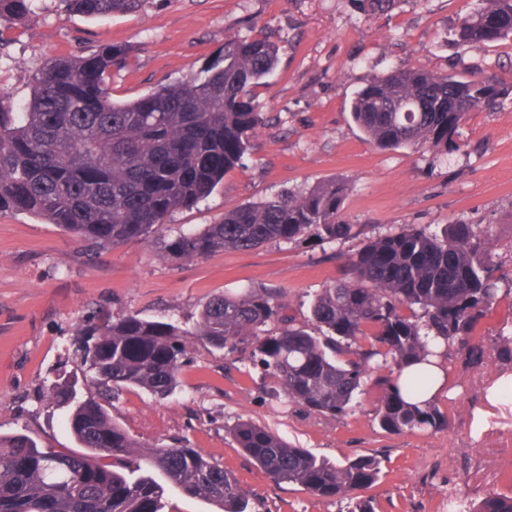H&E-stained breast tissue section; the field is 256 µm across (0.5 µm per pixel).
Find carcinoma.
Masks as SVG:
<instances>
[{
    "label": "carcinoma",
    "mask_w": 512,
    "mask_h": 512,
    "mask_svg": "<svg viewBox=\"0 0 512 512\" xmlns=\"http://www.w3.org/2000/svg\"><path fill=\"white\" fill-rule=\"evenodd\" d=\"M400 0H356L364 19ZM32 0H0V22L25 23ZM85 17L139 12L149 0H62ZM459 44L480 47L512 39V0H480L452 29ZM278 47L266 36L224 37L222 54L190 80L161 83L126 101L112 99V72L131 65L130 51L102 44L78 58H57L31 78L21 111L0 105V214L26 213L83 241L91 252L133 241L155 242L169 261L250 250L268 242L315 237L333 242L361 235L344 203L347 180L304 193L284 190L242 204L216 224L162 236L179 209L209 196L242 164L265 123L255 88L276 69ZM512 95V84L489 74H448L404 65L368 81L350 105L353 123L379 150L462 147L472 112ZM489 227L446 224L438 231L405 224L366 237L344 277L317 291L306 319L288 317V296L251 290L218 295L192 328L118 314L77 325V382L55 381L49 394L68 408L65 421L80 451L41 446L23 432L0 434V512H161L165 488L210 503L216 512H252L238 480L189 444L146 445L110 412L127 388L165 400L193 343L248 354L273 381L274 393L325 419L346 415L366 387L376 388L375 419L388 432L438 430L446 415L406 402L424 374L400 382L405 364L442 348L467 350L480 364L485 346L476 324L499 299ZM238 448L281 483L324 499L347 501V512H376L361 492L375 486L381 461L362 454L343 462L294 448L250 420L229 428ZM159 472L162 486L143 475ZM464 512H512V492H492Z\"/></svg>",
    "instance_id": "cac0c4a2"
}]
</instances>
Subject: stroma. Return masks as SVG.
<instances>
[{
  "label": "stroma",
  "mask_w": 512,
  "mask_h": 512,
  "mask_svg": "<svg viewBox=\"0 0 512 512\" xmlns=\"http://www.w3.org/2000/svg\"><path fill=\"white\" fill-rule=\"evenodd\" d=\"M476 5L401 0L392 13L368 21L353 0H152L141 12L85 18L65 12L60 0H37L26 24L0 26V102L24 105L29 78L46 61L84 56L105 43L133 50L131 65L110 80L113 99L122 101L190 79L221 54L225 35L271 34L279 63L256 89L268 123L258 128L242 165L206 200L176 211L165 235L217 223L225 211L284 189L302 192L345 179L352 185L345 214L366 234L403 224H487L498 273L512 280V96L494 111L471 113L461 150L448 155L375 149L349 116L357 89L403 64L494 73L511 83L512 40L473 48L448 38ZM361 245L358 238L274 241L162 262L154 244L135 242L91 257L56 225L0 215V433L23 431L43 445L77 450L49 386L80 368L70 347L78 323L131 313L185 327L213 296L253 289L286 293L300 320L311 296L342 277L347 257ZM448 369L454 395L439 404L448 426L436 432L381 430L370 391L343 417L306 414L275 396L270 379L248 359L200 347L171 398L158 402L131 388L112 415L146 444L188 438L235 475L255 512H339L340 504L256 468L228 433L240 419L333 461L378 455L382 473L371 490L376 512H448L449 490L477 503L512 489V426L480 438L470 428V407L484 383L512 372V363L494 355L470 365L456 354Z\"/></svg>",
  "instance_id": "obj_1"
}]
</instances>
